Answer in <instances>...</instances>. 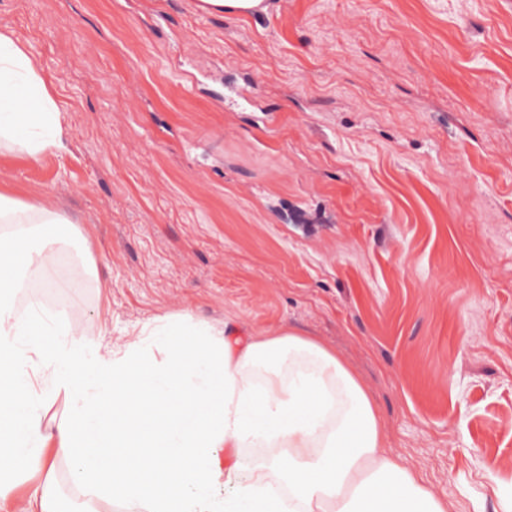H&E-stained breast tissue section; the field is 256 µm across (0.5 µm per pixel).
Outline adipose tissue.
<instances>
[{"label":"adipose tissue","mask_w":512,"mask_h":512,"mask_svg":"<svg viewBox=\"0 0 512 512\" xmlns=\"http://www.w3.org/2000/svg\"><path fill=\"white\" fill-rule=\"evenodd\" d=\"M49 82L0 31V148L35 162L66 151ZM63 231L81 234L52 198L27 205L0 193L1 499L62 454L89 499L134 512H447L388 451L354 373L295 329L237 336L183 310L154 318L122 348L86 355L96 336L80 324L44 351L47 320L17 312L11 298ZM151 344L167 351L165 367L149 362ZM58 393L67 417L47 434L41 403ZM239 448L265 449L264 462L233 498L217 497Z\"/></svg>","instance_id":"adipose-tissue-1"}]
</instances>
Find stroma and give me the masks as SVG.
<instances>
[{"label":"stroma","instance_id":"1","mask_svg":"<svg viewBox=\"0 0 512 512\" xmlns=\"http://www.w3.org/2000/svg\"><path fill=\"white\" fill-rule=\"evenodd\" d=\"M0 0L62 103L68 149L0 152L61 199L58 327L132 342L183 309L332 347L388 450L448 512L512 502V0ZM252 78L254 103L224 101ZM94 269L70 287L59 258ZM198 8L208 13L257 14L267 9L264 0H200Z\"/></svg>","mask_w":512,"mask_h":512}]
</instances>
